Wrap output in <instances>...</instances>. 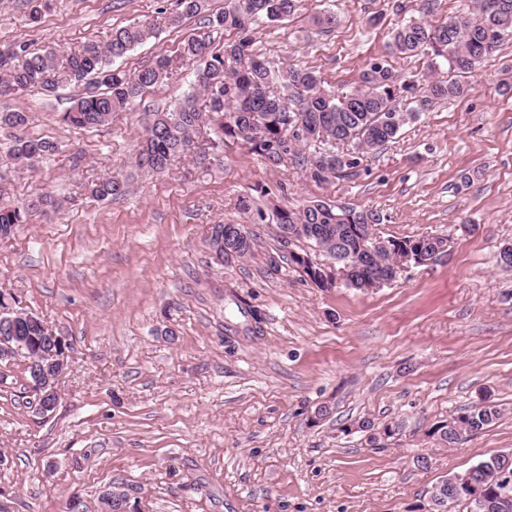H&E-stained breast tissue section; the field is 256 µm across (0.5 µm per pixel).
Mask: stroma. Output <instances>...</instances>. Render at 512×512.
<instances>
[{"label":"stroma","mask_w":512,"mask_h":512,"mask_svg":"<svg viewBox=\"0 0 512 512\" xmlns=\"http://www.w3.org/2000/svg\"><path fill=\"white\" fill-rule=\"evenodd\" d=\"M422 0H302L294 15L250 29L252 49L348 85L376 59L405 76L422 56L393 54L389 32ZM28 0H0V51L66 54L148 20L158 36L115 67L133 72L201 30L172 23L177 0H52L40 23ZM332 12L335 28L315 27ZM187 65L109 125L59 120L82 87L34 88L8 100L26 132L57 143L38 168L0 162V202L52 205L0 239V289L68 343V372L49 417L28 407L23 361H0V512H96L123 487L143 512H426L445 477L512 453V39L466 77L463 98L436 102L398 137L365 154L356 176L318 184L242 143L204 139L162 176L134 177L100 202L78 186L128 173L148 115L191 91ZM321 199L377 211L381 237L437 235L442 257L383 287L316 288L282 253L274 208ZM213 224H245L253 253L225 266L207 245ZM261 313L259 332L246 310ZM499 420L454 448L431 430L480 401ZM398 423L369 443L359 420ZM426 466H418V455Z\"/></svg>","instance_id":"1"}]
</instances>
